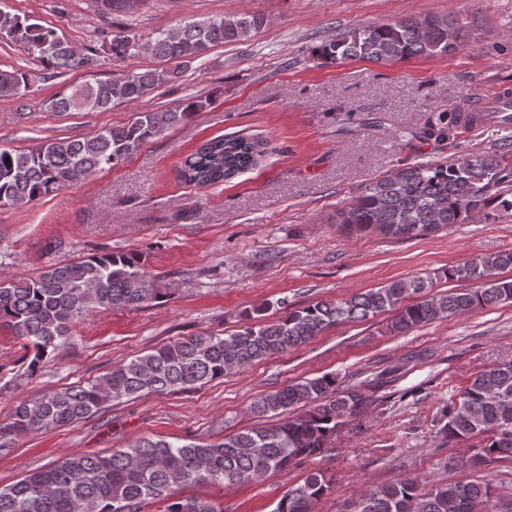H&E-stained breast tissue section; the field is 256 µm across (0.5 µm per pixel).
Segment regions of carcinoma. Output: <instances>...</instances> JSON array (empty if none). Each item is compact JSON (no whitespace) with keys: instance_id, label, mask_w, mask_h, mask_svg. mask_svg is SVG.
Returning <instances> with one entry per match:
<instances>
[{"instance_id":"cac0c4a2","label":"carcinoma","mask_w":512,"mask_h":512,"mask_svg":"<svg viewBox=\"0 0 512 512\" xmlns=\"http://www.w3.org/2000/svg\"><path fill=\"white\" fill-rule=\"evenodd\" d=\"M266 23L262 14L186 20L145 42L123 32L112 34L111 51H130L189 63L209 48L248 39ZM0 33L48 65L75 70L93 59L67 47L53 31L21 21L0 9ZM459 30L448 17L406 18L348 32L317 49L325 63L364 59L378 63L447 54L458 47ZM179 71L146 70L81 86L54 102L57 112L106 110L136 101ZM26 75L0 72V96L27 88ZM208 100L187 99L165 112H138L129 123L84 140H59L27 150L0 148V206L30 203L102 170L122 165L164 129L205 109ZM267 143L247 137L211 138L188 154L181 179L198 187L216 185L258 165ZM512 184V164L497 153L454 163L412 164L365 184L354 202L336 214L345 234L371 231L407 239L462 224L496 202L512 210L502 185ZM512 268V251L471 259L448 269L394 280L347 298L317 301L274 321L260 317L228 335L202 333L156 348L85 384L45 393L15 405L10 420L0 423V453L14 447L26 432L69 426L98 412L104 404L148 394H166L206 385L273 354L303 345L342 323L397 310L390 331L415 328L477 308L512 302V279L498 277ZM479 281L482 287L459 292L434 291L441 279ZM162 289L140 271L131 253H106L54 266L34 278L0 283V327L12 330L33 349L34 372L71 330L92 314L111 308L140 306L160 299ZM415 296L417 301L403 304ZM369 397L358 387L336 386L324 374L297 380L257 397L250 412L272 418L297 406L303 413L267 427L224 436L213 444L177 445L141 438L108 455L72 453L52 466L0 489V512H143L162 502L163 512H224L215 504L174 497L183 484H239L283 472L326 450L339 426L360 413ZM443 428L455 441L477 440L481 463L512 454V361L481 371L451 401ZM330 489L318 471L291 486L272 512H313ZM489 481L474 478L448 483L403 478L367 489L347 512H496Z\"/></svg>"}]
</instances>
